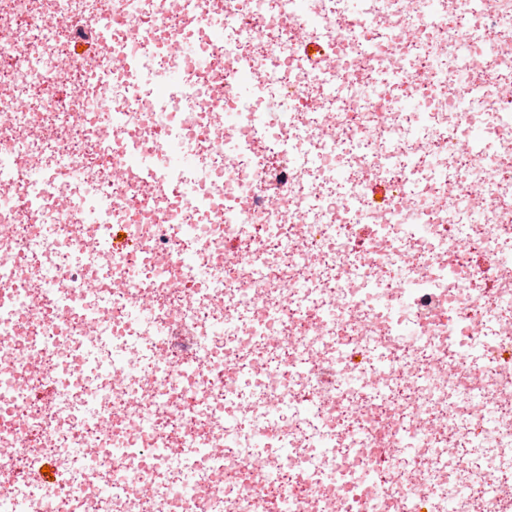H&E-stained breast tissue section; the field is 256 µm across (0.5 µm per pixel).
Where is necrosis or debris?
Returning a JSON list of instances; mask_svg holds the SVG:
<instances>
[{
    "label": "necrosis or debris",
    "mask_w": 512,
    "mask_h": 512,
    "mask_svg": "<svg viewBox=\"0 0 512 512\" xmlns=\"http://www.w3.org/2000/svg\"><path fill=\"white\" fill-rule=\"evenodd\" d=\"M447 2L432 22L426 0L362 21L336 0L301 18L293 0H0V512H498L512 98L477 94L457 56L473 28L474 73L512 80V0L479 18ZM187 14L206 67L171 90L163 46ZM296 22L342 96L312 92ZM82 43L90 62L63 68ZM473 126L490 159L459 150ZM169 140L192 166L165 163ZM378 179L396 185L382 203ZM118 220L138 245L115 255Z\"/></svg>",
    "instance_id": "1"
}]
</instances>
